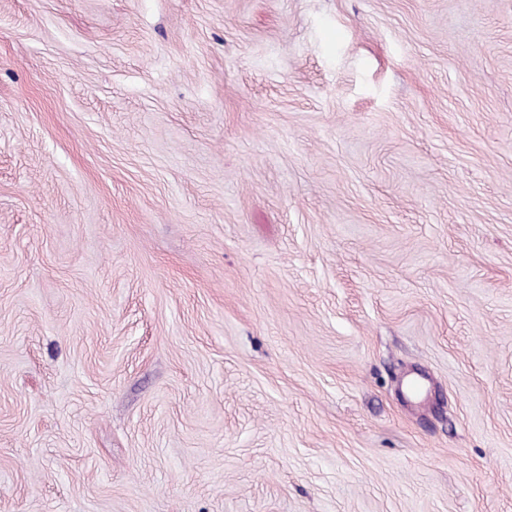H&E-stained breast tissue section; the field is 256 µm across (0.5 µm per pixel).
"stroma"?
<instances>
[{"instance_id":"35a3bbf8","label":"stroma","mask_w":512,"mask_h":512,"mask_svg":"<svg viewBox=\"0 0 512 512\" xmlns=\"http://www.w3.org/2000/svg\"><path fill=\"white\" fill-rule=\"evenodd\" d=\"M0 512H512V0H0Z\"/></svg>"}]
</instances>
